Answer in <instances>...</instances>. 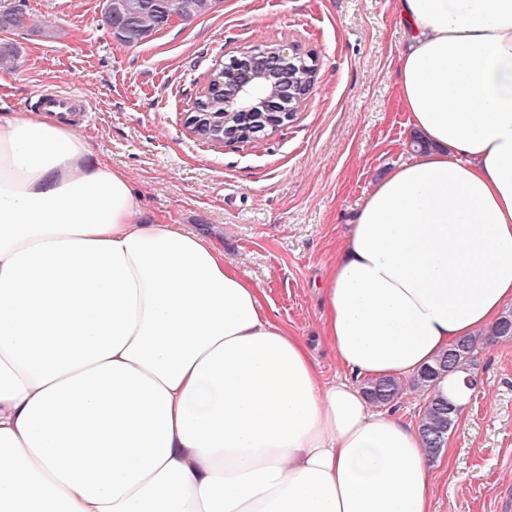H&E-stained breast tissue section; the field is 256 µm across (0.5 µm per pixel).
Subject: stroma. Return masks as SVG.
<instances>
[{
  "mask_svg": "<svg viewBox=\"0 0 512 512\" xmlns=\"http://www.w3.org/2000/svg\"><path fill=\"white\" fill-rule=\"evenodd\" d=\"M17 5L28 23L0 32L19 51L0 70V113L36 110L44 91L84 100L94 118L71 113L74 129L127 173L145 214L207 234L307 340L322 378H350L321 336L316 283L372 183L411 152L393 0H222L135 46L113 36L105 0H0ZM285 40L318 65L295 120L260 141L195 137L187 118L216 61ZM476 375L479 392L434 460V512H512V342L485 348Z\"/></svg>",
  "mask_w": 512,
  "mask_h": 512,
  "instance_id": "stroma-1",
  "label": "stroma"
}]
</instances>
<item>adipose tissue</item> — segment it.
<instances>
[{"label":"adipose tissue","mask_w":512,"mask_h":512,"mask_svg":"<svg viewBox=\"0 0 512 512\" xmlns=\"http://www.w3.org/2000/svg\"><path fill=\"white\" fill-rule=\"evenodd\" d=\"M426 150L368 191L323 335L402 377L512 305V0H395ZM202 233L147 217L68 117L0 115V512H433L417 428Z\"/></svg>","instance_id":"ef3b65f1"}]
</instances>
